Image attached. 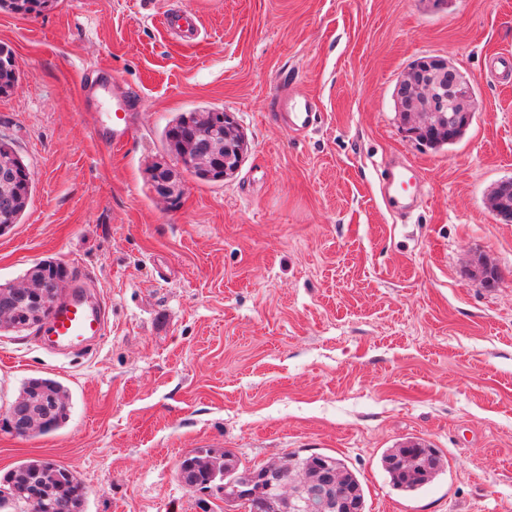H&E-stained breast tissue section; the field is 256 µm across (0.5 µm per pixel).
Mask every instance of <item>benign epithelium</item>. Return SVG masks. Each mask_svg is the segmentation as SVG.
Listing matches in <instances>:
<instances>
[{"label": "benign epithelium", "instance_id": "benign-epithelium-1", "mask_svg": "<svg viewBox=\"0 0 512 512\" xmlns=\"http://www.w3.org/2000/svg\"><path fill=\"white\" fill-rule=\"evenodd\" d=\"M449 60L442 57L419 58L409 66L396 85L395 100L402 113V127L410 135L432 129L448 131V127L458 128L472 122L476 110V99L471 84L448 81ZM189 133L182 142V151L187 160L200 165L219 166L227 163V142L234 136L237 124L233 116L224 114V129H219L209 116H197L189 123ZM0 174L4 188L0 189V202L12 203L11 190L17 179L30 181L29 172L16 169L15 165L0 159ZM152 176L159 182V190L164 198L173 192V177L163 174V166L156 164ZM63 291V282L47 283L39 275L33 276L28 287H15L0 291V300L7 306L0 308V320L12 318L17 328L41 325L48 321L54 303L58 302ZM7 429L21 436H28L53 425L52 414L48 411L36 417L27 401L20 399L12 404L5 419ZM261 480L267 484L277 482L282 487V495L273 503L262 505L264 512H290L291 493L294 487L307 489L305 503L308 512H355V504L349 499H337L336 487L341 485L337 477H322L318 480L303 477L295 479L284 465L272 466L260 472Z\"/></svg>", "mask_w": 512, "mask_h": 512}]
</instances>
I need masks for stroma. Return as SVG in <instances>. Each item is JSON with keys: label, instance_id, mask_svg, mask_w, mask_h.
Wrapping results in <instances>:
<instances>
[{"label": "stroma", "instance_id": "1", "mask_svg": "<svg viewBox=\"0 0 512 512\" xmlns=\"http://www.w3.org/2000/svg\"><path fill=\"white\" fill-rule=\"evenodd\" d=\"M200 39H173V4ZM19 82L0 135L33 192L0 233V284L48 260L92 282L108 330L88 352L43 345V326L0 332V475L50 459L87 491L84 512H245L183 485L182 455L227 448L248 467L290 454L340 458L365 512H512V223L489 194L512 179V0H54L0 11ZM471 82L465 138L433 151L402 130L394 91L416 58ZM105 71L103 93L84 88ZM304 88L320 113L288 132L276 97ZM129 102L132 134L98 142L103 98ZM224 111L249 141L238 173L201 183L162 131ZM183 187L170 204L146 169ZM423 173L400 216L385 166ZM32 377L61 383L65 424L20 437L6 412ZM417 438L443 460L413 493L381 457ZM50 0H0V8L11 13L27 15L41 12L50 6Z\"/></svg>", "mask_w": 512, "mask_h": 512}]
</instances>
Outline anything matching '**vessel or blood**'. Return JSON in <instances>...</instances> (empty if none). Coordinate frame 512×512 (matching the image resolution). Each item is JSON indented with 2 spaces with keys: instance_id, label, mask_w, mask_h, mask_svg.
<instances>
[{
  "instance_id": "b4317fda",
  "label": "vessel or blood",
  "mask_w": 512,
  "mask_h": 512,
  "mask_svg": "<svg viewBox=\"0 0 512 512\" xmlns=\"http://www.w3.org/2000/svg\"><path fill=\"white\" fill-rule=\"evenodd\" d=\"M285 126L290 131L303 133L318 120L315 99L300 89L289 90L288 94L276 100ZM127 104L124 100L113 99L112 110L100 128V138L105 145L119 147L130 138ZM420 181L417 169L386 167L382 175L385 196L395 200L413 199L414 190ZM106 328L105 311L91 303L82 290H75L57 303L48 325V334L60 348H83L99 336Z\"/></svg>"
}]
</instances>
